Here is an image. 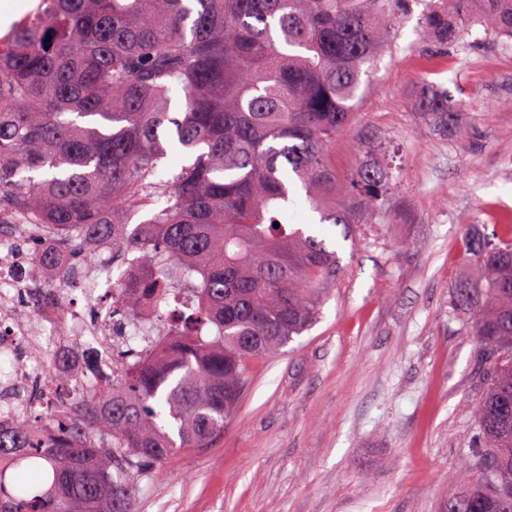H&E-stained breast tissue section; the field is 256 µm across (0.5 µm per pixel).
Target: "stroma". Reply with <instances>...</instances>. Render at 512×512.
<instances>
[{
  "instance_id": "1",
  "label": "stroma",
  "mask_w": 512,
  "mask_h": 512,
  "mask_svg": "<svg viewBox=\"0 0 512 512\" xmlns=\"http://www.w3.org/2000/svg\"><path fill=\"white\" fill-rule=\"evenodd\" d=\"M421 6L398 21L352 123L329 145L338 173L393 154L401 180L380 224L321 227L341 259L323 317L254 362L209 447L135 475L134 512H440L465 490L484 381L451 301L471 227L512 222V47L473 28L440 49ZM431 84L472 109L438 132L414 95Z\"/></svg>"
}]
</instances>
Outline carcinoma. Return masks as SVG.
Segmentation results:
<instances>
[{"mask_svg":"<svg viewBox=\"0 0 512 512\" xmlns=\"http://www.w3.org/2000/svg\"><path fill=\"white\" fill-rule=\"evenodd\" d=\"M416 2L41 0L0 39V208L135 252L132 313L177 283L195 305L154 353L94 367L65 411L0 424V512H132L133 475L208 447L252 360L318 321L340 260L289 214L302 191L321 224L376 223L394 170L373 161L342 181L325 146ZM475 22L512 37V0H430L421 36L458 44ZM415 101L429 128L462 120L446 91ZM172 141L190 162L164 178ZM461 264L453 298L486 389L472 488L441 510L512 512V239L470 231Z\"/></svg>","mask_w":512,"mask_h":512,"instance_id":"carcinoma-1","label":"carcinoma"}]
</instances>
